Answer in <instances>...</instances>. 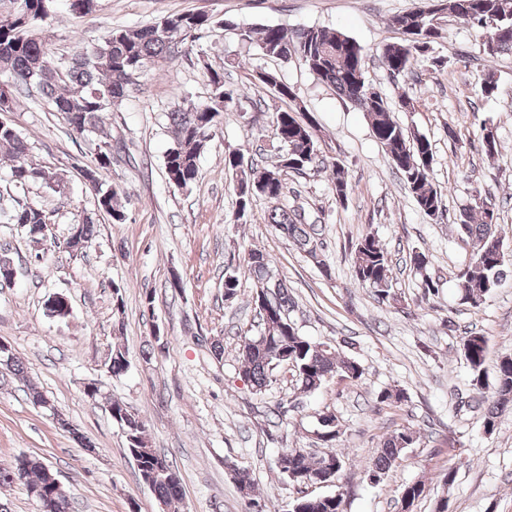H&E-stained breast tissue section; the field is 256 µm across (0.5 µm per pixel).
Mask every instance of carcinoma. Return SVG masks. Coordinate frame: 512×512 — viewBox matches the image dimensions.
<instances>
[{"instance_id": "cac0c4a2", "label": "carcinoma", "mask_w": 512, "mask_h": 512, "mask_svg": "<svg viewBox=\"0 0 512 512\" xmlns=\"http://www.w3.org/2000/svg\"><path fill=\"white\" fill-rule=\"evenodd\" d=\"M55 0H8L7 16L0 18V73L7 90L0 89V113L13 111L19 95L38 93L52 112H60L69 131L84 136L106 127L104 113L126 97L130 85L156 66L171 61L179 46L200 30L215 25L213 18L202 12H182L164 16L155 23L142 27L109 31L100 41L93 42L64 55L55 51L39 34L38 24L53 11ZM446 8L465 23L497 34L495 46L488 55L512 51V0H444ZM392 24L403 38L383 44L378 53L382 66L390 75L406 74L413 63L430 46L442 38L429 12L416 8L396 15ZM241 40L257 42L266 56L288 62L300 61L320 81L334 87L343 98L361 108L368 118L374 137L379 141L391 165L400 173L417 207L426 216L436 218L442 212L441 193L433 184L434 161L431 142L423 135L410 133L394 119L387 97L366 78L363 48L341 31L311 26L288 29L268 26L253 39L251 32L239 33ZM210 93L202 102L182 100L168 112L172 145L166 151L164 167L169 184L183 188L196 181L199 158L225 112V100H233V92L225 88L224 71L208 69ZM261 83L276 91L281 99L293 101L295 91L283 82L276 72L267 73ZM274 161L254 176L253 164L236 151L224 158L233 181L236 182L237 211L235 221L243 219L257 198L280 200L284 194V173H302L318 157V133L313 121L297 116L294 109L282 110L273 117ZM0 148L11 157L10 182L25 188L32 182H41L56 192L62 184L48 169L29 160L31 145L9 123L0 120ZM112 164V139L98 144L91 164L82 169L83 177L97 192L98 208L116 222L124 220L118 200L123 192L116 188L102 189L98 171ZM336 200L344 202L352 190L345 168L332 164ZM495 211L491 202L482 198L477 208L460 212L455 224L459 239L473 245L471 259L455 275L460 301L473 309L483 304L485 296L503 281L506 272L512 273V258L506 257V247L497 233ZM271 224L287 236L303 252L317 258V225L305 223L302 213L275 208L270 214ZM12 224L26 227L29 233L42 232L51 223L52 213L40 204L26 202L9 215ZM94 219L90 216L79 223L77 241H66L68 247L82 252L94 239ZM352 269L357 282L371 288L379 298L391 297L392 271L387 253L376 236L369 232L356 244ZM248 273L255 286L271 294L275 309L261 317L264 325L261 337L266 345H258V338L242 346L245 380L260 393L271 385L279 363V355L286 354L294 362L295 372L304 392L320 389L329 378L341 375L357 380L364 374L362 365L339 356L332 346L316 343L299 334L290 320L294 301L283 280L273 275L268 257L256 250L245 255L241 267L224 271V293L236 294L240 272ZM485 336L471 333L462 338V354L470 371L471 385L481 402L488 403L482 425L487 433L494 431L500 416L512 410V355H505L497 363L494 377L485 369L487 354ZM126 353L114 348L108 360V369L114 376L128 370ZM112 411L131 434L133 443L128 453L138 462L140 477L148 481L159 503L168 512H184L183 492L178 473L166 457L151 448L145 429L137 417L123 414L125 406L112 401ZM320 438L331 447L339 440L336 417L321 415ZM417 441L416 431L410 427L386 437L372 455L367 468L368 478L379 481L390 471L402 453ZM343 466V455L328 451L315 456L303 448H284L280 452L279 468L287 479L298 485L311 482H331ZM49 468L36 458L27 459L26 481L31 491L46 480ZM424 494V484L415 482L405 486L400 497V512H413L415 502ZM288 512H345L343 497L334 495L307 496L293 500Z\"/></svg>"}]
</instances>
